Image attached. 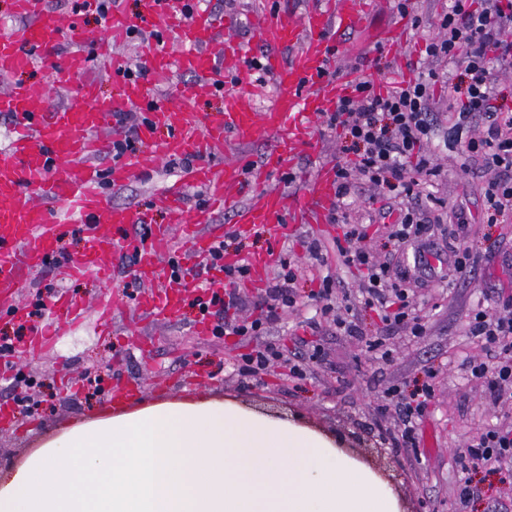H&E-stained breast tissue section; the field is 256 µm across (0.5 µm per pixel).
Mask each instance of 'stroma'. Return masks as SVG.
<instances>
[{
  "label": "stroma",
  "mask_w": 512,
  "mask_h": 512,
  "mask_svg": "<svg viewBox=\"0 0 512 512\" xmlns=\"http://www.w3.org/2000/svg\"><path fill=\"white\" fill-rule=\"evenodd\" d=\"M202 2L217 14L237 16L235 37L250 46L254 57L262 59L268 50L250 23L254 9L261 5L270 11L299 12L310 0ZM448 5L449 0H413L414 12L422 23L411 31L403 50L406 69L401 72L394 69L392 55L377 45L381 32L399 17L397 0H372L366 28L341 35L342 52L332 63L329 77L355 82L370 80L380 86L404 80L409 74L419 75L431 66L425 45L436 33ZM69 49V43H62L58 51L43 58L34 69L20 74L19 82L58 105L92 80L98 86L99 98L112 100L120 78L97 63L77 75L65 90L53 89L52 67ZM343 145L338 133L316 126L314 140L299 155L293 174L274 175L269 188L280 191L290 204L304 202L305 178L319 166L335 163ZM430 152L439 174L423 186L421 204L426 207L431 198L441 199L434 216L444 227L452 222L455 212H465V244L478 263L465 279L450 285L440 279L438 256H430L432 270L428 282L415 291V308L424 318L425 333L415 338L403 328L390 332L387 345L392 351L391 361H376L363 344L340 335L332 326L323 327L305 342L295 336L297 322L315 314L309 292L316 288L318 277L334 275L346 291L356 290L359 272L333 262L325 268H308L298 284V312L283 317L268 329L265 339L279 348L281 357L268 366L259 381L237 368L242 355L256 346V339L212 335L214 317L202 316L189 305L163 323L140 314L135 309V300L125 294L126 269H116L106 283L92 275L65 281L56 267L48 266L20 293V300L32 302L37 292L51 284L57 292L81 298L84 316L64 327L51 346L35 353L14 354L15 368L43 379V386L24 389L0 377V410L20 393L41 403L37 419L17 420L0 427V474H6L41 439L67 423L90 419L111 409V396L117 386L132 388L134 399L147 401L228 397L270 412L300 415L315 427L336 434L352 431L357 422L377 433L395 427L396 413L382 408L386 390L397 387L409 391L428 381L433 392L416 430L417 446L395 453L401 472L398 493L406 506L422 505L426 512H455L460 456L467 442L492 417L512 420V405L489 407L482 380L468 373V361L482 357L483 352L477 341L465 334V323L473 308L493 304L499 291L512 294V210L499 217L497 223H483L481 187L485 176L481 167L466 166L461 145L450 140L436 139ZM178 175V168L169 167L167 161L158 158L152 160L147 171L132 176L125 185L105 188L103 196L112 204L152 212L154 222L159 224L163 217L155 213L154 200ZM384 206L381 191L367 186L348 211L351 223L366 225V245L382 260L393 250L379 215ZM232 225V213L218 211L212 223L201 225L200 231L213 240L231 243L244 259L273 246L280 258L301 257L305 254V240L318 238L329 242L338 232L334 224H292L283 237L264 228L238 236L233 234ZM101 307L112 310V331L108 334L101 331L97 321V310ZM301 358L308 361L306 376L292 379L288 363ZM87 375L103 378L101 393L90 398L78 392Z\"/></svg>",
  "instance_id": "1"
}]
</instances>
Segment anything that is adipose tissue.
<instances>
[{"label": "adipose tissue", "mask_w": 512, "mask_h": 512, "mask_svg": "<svg viewBox=\"0 0 512 512\" xmlns=\"http://www.w3.org/2000/svg\"><path fill=\"white\" fill-rule=\"evenodd\" d=\"M0 512H401L389 484L294 417L232 399L116 408L43 439Z\"/></svg>", "instance_id": "obj_1"}]
</instances>
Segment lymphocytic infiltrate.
Listing matches in <instances>:
<instances>
[{
	"mask_svg": "<svg viewBox=\"0 0 512 512\" xmlns=\"http://www.w3.org/2000/svg\"><path fill=\"white\" fill-rule=\"evenodd\" d=\"M425 53L436 64L427 75L384 93L370 81L358 82L354 96L339 100L334 111L324 113V126L341 131L347 143L344 157L337 159L335 165L337 203L329 217L330 223L341 226L342 234L329 244L316 238L304 243L308 259L322 266L329 259H336L338 264L360 270L363 281L357 294H343L332 275L322 276L318 288L309 294L317 304V316L302 321V328L314 331L319 319L330 320L345 335L364 338L368 350L385 362L390 360L391 352L383 337H363L357 324L348 321L343 312L354 304L375 307L381 312L386 330L406 328L412 336L422 335L424 326L409 296L412 275L372 261L362 247L367 237L365 227L347 222L345 210L358 199L366 182L401 196L405 204L397 222L390 226L389 238L400 248L422 245L430 228L418 216V178L438 173L428 151L443 127L440 113L434 110L438 82L448 83L461 102L453 131L459 133L470 127L479 131L467 142L466 149L469 158L482 160L488 174L485 222L496 223L501 214L512 210V113L498 111L493 104L501 70L512 65V0H485L479 10L472 8L469 0H451ZM457 68L462 69L463 75L456 81L452 72ZM227 249L226 242L213 244L210 266L223 270L228 289H204L193 305L201 314L218 316L214 335H262L283 315L295 311L296 284L303 268L293 258L283 262L258 304L260 316L232 322L228 314L240 303L235 286L247 276L248 269L243 265L226 266ZM465 332L478 338L493 356L489 362L469 361L471 375L485 380L492 404L512 402V296L499 297L494 310H473ZM430 395L431 388L426 383L409 393L397 387L387 390V398L401 416L400 429L389 435L393 447L414 446L417 422L425 413ZM511 468L512 424L487 425L466 446L456 487L459 504L468 506L481 495L475 476L483 472L500 474Z\"/></svg>",
	"mask_w": 512,
	"mask_h": 512,
	"instance_id": "f902f5d3",
	"label": "lymphocytic infiltrate"
}]
</instances>
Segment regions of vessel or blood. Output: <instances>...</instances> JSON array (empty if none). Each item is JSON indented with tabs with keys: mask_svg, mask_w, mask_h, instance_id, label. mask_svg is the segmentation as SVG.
Returning <instances> with one entry per match:
<instances>
[{
	"mask_svg": "<svg viewBox=\"0 0 512 512\" xmlns=\"http://www.w3.org/2000/svg\"><path fill=\"white\" fill-rule=\"evenodd\" d=\"M149 9L180 50L172 55L149 45L142 51V62L160 80L174 69L192 77L178 89L176 102L149 107L144 84L125 79L112 103H102L94 83L88 82L80 98L54 109L35 100L30 87L13 83L12 78L33 68L37 53L51 52L66 41L71 49L55 67L52 83L68 86L91 63L88 41L77 22L63 23L57 14L45 10L43 0H13L14 14L26 18L27 23L0 34V79L9 83L0 93V114L12 120V135L0 156V309L17 320H26L28 311L13 303V289L23 287L56 252V206L67 208L87 238L86 250L65 267V275L110 277L114 255L133 251L137 256L135 275L143 285L138 307L149 317L166 320L181 311L187 298L181 288L158 282L157 260L170 249V225H182L193 251L202 254L209 252L212 242L199 234L197 227L209 223L216 209L233 211L236 233L266 226L284 232L292 224L323 223L336 201L335 169L330 165L320 166L307 178L308 203L304 206L289 207L284 196L268 189L267 183L274 174L294 168L302 148L313 141L314 122L320 114L333 111L340 99L352 94V82L329 79L327 70L340 52L335 33L364 28L366 0H320L301 13L256 14L254 23L264 44L293 50L285 60L267 56L266 68L279 92L261 112L251 110L241 94L219 89L225 74L242 79L249 72L251 49L231 35L237 17L219 16L206 7L186 14L177 9L174 0H150ZM138 24V19L126 12L113 10L105 38L98 44L99 54H107L110 43L120 42ZM219 92L224 95L223 109L212 114L207 124L198 125L193 105ZM131 108L146 111L138 128L142 141L158 142L163 158L194 160L159 198L166 223L151 225L148 237L134 240L127 235L129 226L151 224L148 213L107 203L99 184L106 178L113 185H123L144 170L147 161L128 154L105 169L97 162L110 149L105 132L113 112ZM162 130L168 136L161 140L157 134ZM264 134L276 135L278 142L262 163L241 159L221 167L210 164L209 158L219 146L230 141L247 145ZM191 185L205 187L209 202L197 209L190 221L185 216L184 190ZM246 187L251 196L244 203L240 195ZM277 259L271 250L253 254L247 261L251 281L267 274ZM80 315V306L67 294H60L39 339L27 341L25 351L52 344L59 328Z\"/></svg>",
	"mask_w": 512,
	"mask_h": 512,
	"instance_id": "1",
	"label": "vessel or blood"
}]
</instances>
